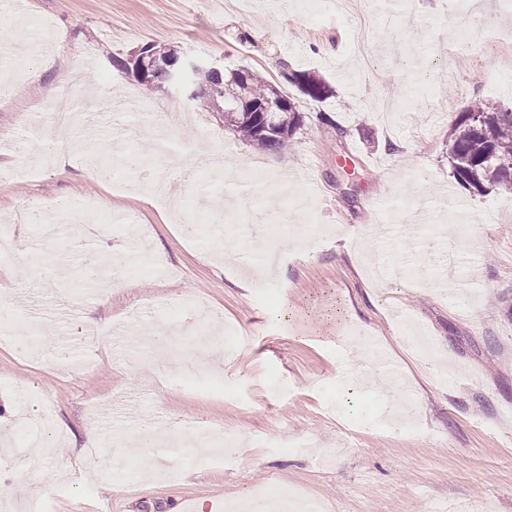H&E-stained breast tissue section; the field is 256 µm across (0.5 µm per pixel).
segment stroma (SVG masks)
<instances>
[{
    "mask_svg": "<svg viewBox=\"0 0 512 512\" xmlns=\"http://www.w3.org/2000/svg\"><path fill=\"white\" fill-rule=\"evenodd\" d=\"M470 2L485 22L469 34L476 54L460 62L459 0H0V15L19 22L16 44L35 47L27 64L49 46L70 72L0 102V226L16 245L0 256V512H181L185 499L219 512L260 489L324 512H428L433 502L512 512V193L464 190L447 155L458 112L478 99L512 108V74L488 43L501 4ZM145 44L275 81L303 117L293 148H253L176 88L146 93L114 64ZM292 71L322 77L332 96L303 95L284 78ZM65 90L78 92L77 114L94 113L97 151L112 159L158 136L138 104L168 105L175 137L108 182L77 160L29 169L51 145L30 136L26 110ZM209 153L238 164L232 180L209 178ZM189 160L192 189L171 190L200 228L192 235L142 196L162 169ZM290 170L306 176L313 201L281 223L296 192L270 175ZM219 193L269 219L261 246L283 256L263 287L224 255L237 236L212 216ZM73 199L89 217L53 243L5 222L32 203ZM123 213L145 228L148 260L106 288L102 259L130 249L114 220ZM381 218L383 237L348 232ZM166 316L185 331L161 389L139 327ZM340 320L383 348L353 389L339 380L353 360L336 343ZM89 328L104 333L92 350ZM62 351L94 364L69 372ZM394 372L411 389V433L371 422ZM178 419L231 431L253 452L228 467L189 445L148 465L126 457L147 423ZM89 433L117 467L77 455ZM265 436L282 451H259ZM298 440L307 448L293 450Z\"/></svg>",
    "mask_w": 512,
    "mask_h": 512,
    "instance_id": "obj_1",
    "label": "stroma"
}]
</instances>
